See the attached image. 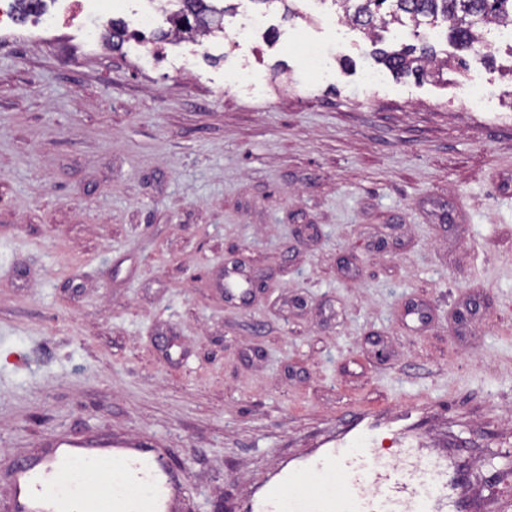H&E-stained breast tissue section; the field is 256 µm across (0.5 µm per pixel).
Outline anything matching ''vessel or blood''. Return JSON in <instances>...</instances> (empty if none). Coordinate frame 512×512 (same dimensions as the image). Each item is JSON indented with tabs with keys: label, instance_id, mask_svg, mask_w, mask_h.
<instances>
[{
	"label": "vessel or blood",
	"instance_id": "1",
	"mask_svg": "<svg viewBox=\"0 0 512 512\" xmlns=\"http://www.w3.org/2000/svg\"><path fill=\"white\" fill-rule=\"evenodd\" d=\"M427 407L401 414L357 410L337 428L323 449L286 471L265 492L251 496L244 512H512V502L481 496L467 476L470 453L434 445L423 432ZM395 430L399 454L408 466L383 461L373 432ZM106 458L122 470L127 484L148 489L140 503L119 493L70 498L57 483L61 469L80 461ZM332 471L348 486L342 498L312 492L314 477ZM9 499L0 512H100L111 501L113 512H178L181 481L160 454L141 443L117 442L113 447L87 446L80 440L56 442L35 459L19 463L9 474Z\"/></svg>",
	"mask_w": 512,
	"mask_h": 512
}]
</instances>
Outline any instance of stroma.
Returning <instances> with one entry per match:
<instances>
[{
    "instance_id": "1",
    "label": "stroma",
    "mask_w": 512,
    "mask_h": 512,
    "mask_svg": "<svg viewBox=\"0 0 512 512\" xmlns=\"http://www.w3.org/2000/svg\"><path fill=\"white\" fill-rule=\"evenodd\" d=\"M222 5L190 73L66 26L0 37V478L57 436L131 438L219 512L351 411L425 401L498 493L512 44L465 71L444 22L373 41L332 0ZM422 44L423 78L370 57Z\"/></svg>"
}]
</instances>
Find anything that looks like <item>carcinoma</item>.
<instances>
[{
	"mask_svg": "<svg viewBox=\"0 0 512 512\" xmlns=\"http://www.w3.org/2000/svg\"><path fill=\"white\" fill-rule=\"evenodd\" d=\"M181 4L176 19V31L208 32L213 25L223 23V16L208 5V0H177ZM354 25L373 34L390 23L409 20L413 26L448 23L450 37L461 51H470L483 43L481 31L488 24L512 26V0H332ZM195 15L198 21L191 22ZM376 58L400 75H427L426 65L434 62V53L425 48L418 57L406 49L378 51Z\"/></svg>",
	"mask_w": 512,
	"mask_h": 512,
	"instance_id": "1",
	"label": "carcinoma"
}]
</instances>
